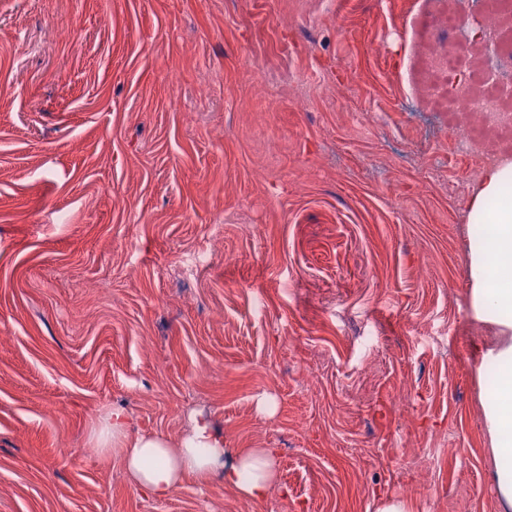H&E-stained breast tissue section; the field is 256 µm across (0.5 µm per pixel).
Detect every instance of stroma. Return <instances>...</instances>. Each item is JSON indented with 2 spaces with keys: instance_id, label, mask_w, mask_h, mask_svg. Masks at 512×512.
Masks as SVG:
<instances>
[{
  "instance_id": "35a3bbf8",
  "label": "stroma",
  "mask_w": 512,
  "mask_h": 512,
  "mask_svg": "<svg viewBox=\"0 0 512 512\" xmlns=\"http://www.w3.org/2000/svg\"><path fill=\"white\" fill-rule=\"evenodd\" d=\"M486 24L479 0H0V512H498L480 397L512 337L471 303L483 167L448 126L466 71L512 97ZM112 407L275 449L268 498L143 496L94 435Z\"/></svg>"
}]
</instances>
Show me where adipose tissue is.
<instances>
[{
    "label": "adipose tissue",
    "mask_w": 512,
    "mask_h": 512,
    "mask_svg": "<svg viewBox=\"0 0 512 512\" xmlns=\"http://www.w3.org/2000/svg\"><path fill=\"white\" fill-rule=\"evenodd\" d=\"M468 221L480 225L469 240L471 301L484 322L504 325L512 316V162L487 167L474 192ZM492 363L498 382L480 400L489 437L493 483L502 512H512V342L498 347ZM129 417L109 409L102 418L114 456L122 461L143 495L162 500L184 479L207 483L222 474L240 496L260 500L274 479V454L268 448H225L224 439L203 418L173 443L151 434L131 436Z\"/></svg>",
    "instance_id": "1"
}]
</instances>
